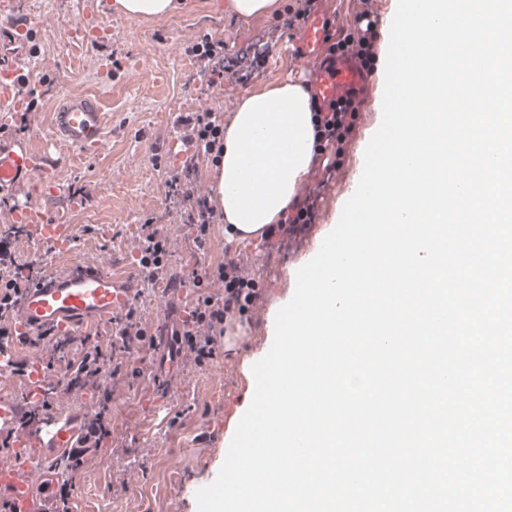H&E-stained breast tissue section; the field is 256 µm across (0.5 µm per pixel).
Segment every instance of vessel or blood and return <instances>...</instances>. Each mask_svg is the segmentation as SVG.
<instances>
[{"instance_id": "1", "label": "vessel or blood", "mask_w": 512, "mask_h": 512, "mask_svg": "<svg viewBox=\"0 0 512 512\" xmlns=\"http://www.w3.org/2000/svg\"><path fill=\"white\" fill-rule=\"evenodd\" d=\"M102 0H83L82 15L66 33L67 41L82 43L99 24ZM339 22L321 0L311 8L292 38L297 66L314 70L311 93L322 112H332L341 100L362 99L370 69L353 53H336ZM24 68L0 70V112L20 111L25 101L21 86ZM106 114L99 98L71 95L54 108L51 133L60 143L87 153L98 152L105 141ZM28 187L31 198L10 213L12 223L28 226L54 252L53 264L34 283L22 287L18 314L10 336L0 339V383L19 385L23 394L0 395V512H57V464L65 454L80 449L97 410L89 394L75 395L58 387L57 376L43 362L44 330L76 336L91 326L110 323L131 301L137 280L112 271L105 256L87 262L72 255L74 228L64 213L42 207V200L64 198L67 210L81 207L53 175L48 157L21 141H0V194ZM186 298L170 293L164 298L163 324L154 337V375L164 379L177 369L179 355L171 330L182 329ZM50 410L42 421L29 422L28 413L40 403Z\"/></svg>"}]
</instances>
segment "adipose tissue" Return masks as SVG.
I'll return each mask as SVG.
<instances>
[{"label":"adipose tissue","instance_id":"obj_1","mask_svg":"<svg viewBox=\"0 0 512 512\" xmlns=\"http://www.w3.org/2000/svg\"><path fill=\"white\" fill-rule=\"evenodd\" d=\"M314 151L310 91L286 81L246 95L224 135L213 185L231 232L246 236L284 217Z\"/></svg>","mask_w":512,"mask_h":512}]
</instances>
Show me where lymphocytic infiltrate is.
Returning <instances> with one entry per match:
<instances>
[{
  "mask_svg": "<svg viewBox=\"0 0 512 512\" xmlns=\"http://www.w3.org/2000/svg\"><path fill=\"white\" fill-rule=\"evenodd\" d=\"M188 53L196 59L201 75L220 78L228 74L242 85L252 77L251 71L241 68L239 57L228 53L224 40L211 35H203L189 47ZM173 127L185 155L179 166L167 174L165 200L187 230L195 264L188 272L170 268V235L166 225L153 217L138 228L134 262L139 268L140 288L161 285L168 291L186 293L189 311L185 321L190 328L177 342L186 350L188 359L203 368L220 352L226 321L247 315L258 292L253 282L243 276L238 261L227 259L215 265L207 261L213 227L223 223L224 214L213 195L201 190L200 167L206 161L219 162L224 152L223 113L212 110L179 113L173 118ZM31 236V231L22 224L0 226V337L7 335L17 316L13 294L44 272L36 264L22 269L16 262L19 242ZM142 319L141 302L133 300L113 318L112 342L107 350L95 333L65 338L53 333L48 336L61 364L62 382L69 390L89 393L98 404L89 427L88 446L65 459L69 470L88 469L93 457L112 439L113 379H137L143 375L142 368L129 363L132 354L142 352L149 344Z\"/></svg>",
  "mask_w": 512,
  "mask_h": 512,
  "instance_id": "obj_1",
  "label": "lymphocytic infiltrate"
}]
</instances>
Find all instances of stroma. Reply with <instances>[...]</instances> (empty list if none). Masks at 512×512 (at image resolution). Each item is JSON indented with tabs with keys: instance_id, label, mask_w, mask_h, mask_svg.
Here are the masks:
<instances>
[{
	"instance_id": "obj_1",
	"label": "stroma",
	"mask_w": 512,
	"mask_h": 512,
	"mask_svg": "<svg viewBox=\"0 0 512 512\" xmlns=\"http://www.w3.org/2000/svg\"><path fill=\"white\" fill-rule=\"evenodd\" d=\"M186 2V11L168 17L108 11L102 20L105 36L72 48L65 47V34L80 18L81 0H15L12 15L0 18V29L23 23L31 31L27 48L0 49V65L31 61L30 72L41 83L38 96L27 101L24 122L0 114V139L46 150L64 186L83 189V208L66 215L74 226V254L85 260L111 256L120 273L132 248V227L150 217L170 228L174 268L194 263L184 226L166 211L164 181L178 160L174 115L213 109L229 123L245 95L291 78L307 80L286 51L292 32L279 27L277 14L242 17L229 9V0ZM397 2L336 0L344 33H356L358 16L367 13L377 20V37L366 105L343 145L341 165L325 174L334 155L318 156L296 192L314 200L315 220L293 225L268 244L257 235L228 239L223 225H215L209 261L238 257L257 283L250 323L230 324L220 355L205 369L187 368L171 391L148 376L118 385L112 445L119 453L111 467L95 464L75 475L73 501L81 512H198L196 500L183 497L182 488L206 485L220 470L253 397L252 367L272 345L275 317L294 294L296 271L337 225L361 177L365 149L381 123L386 29ZM205 34L224 40L230 53H242L245 69L253 61L247 48H266L261 68L233 96L201 77L187 53ZM72 94L100 96L109 115L106 140L96 154L86 156L50 139L52 109Z\"/></svg>"
}]
</instances>
